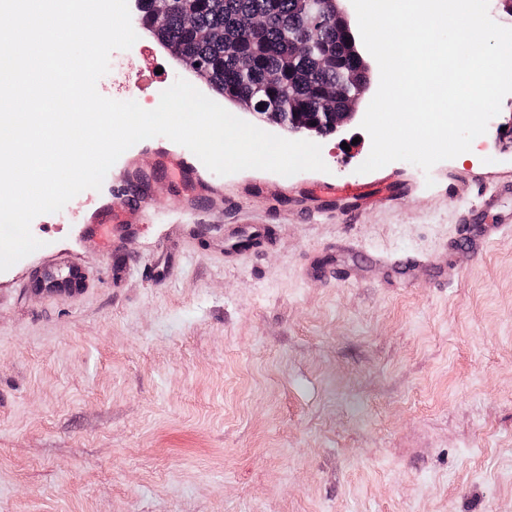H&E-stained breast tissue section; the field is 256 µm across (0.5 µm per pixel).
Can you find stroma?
<instances>
[{"label":"stroma","mask_w":512,"mask_h":512,"mask_svg":"<svg viewBox=\"0 0 512 512\" xmlns=\"http://www.w3.org/2000/svg\"><path fill=\"white\" fill-rule=\"evenodd\" d=\"M129 75L207 85L147 31ZM357 117L321 140L326 171L218 175L184 208L157 175L144 221L116 243L83 231L123 192L120 166L31 224L43 245L0 272V512H512V231L487 224L467 175L512 177V108L477 159L369 173ZM396 176V200L354 215L312 206L314 181ZM270 246L224 254L228 225ZM350 251H337L341 239ZM377 250L447 254L452 283L391 282ZM323 278L308 279L311 258ZM80 268L85 292L28 283Z\"/></svg>","instance_id":"35a3bbf8"}]
</instances>
